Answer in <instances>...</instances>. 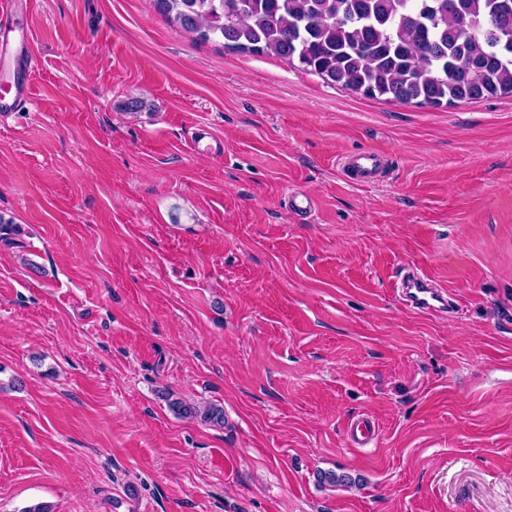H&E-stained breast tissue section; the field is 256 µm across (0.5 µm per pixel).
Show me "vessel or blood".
<instances>
[{"mask_svg":"<svg viewBox=\"0 0 512 512\" xmlns=\"http://www.w3.org/2000/svg\"><path fill=\"white\" fill-rule=\"evenodd\" d=\"M4 57L12 59L14 74L12 81L0 85V112H13L29 94L30 50L28 36L18 27L14 9L0 5V59ZM382 159V153L374 150L349 155L345 166L351 182L357 185L372 182ZM401 297L407 307L425 313H439L453 305L447 289L420 271L404 278Z\"/></svg>","mask_w":512,"mask_h":512,"instance_id":"b4317fda","label":"vessel or blood"}]
</instances>
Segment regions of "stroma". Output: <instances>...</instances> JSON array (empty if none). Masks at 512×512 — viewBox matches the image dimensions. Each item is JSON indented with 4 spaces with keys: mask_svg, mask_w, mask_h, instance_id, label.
Wrapping results in <instances>:
<instances>
[{
    "mask_svg": "<svg viewBox=\"0 0 512 512\" xmlns=\"http://www.w3.org/2000/svg\"><path fill=\"white\" fill-rule=\"evenodd\" d=\"M17 11L0 512H512V97L368 98L193 39L153 0ZM371 149L382 176L351 183L341 158ZM408 265L457 313L404 307ZM172 409L179 414H188L191 416H199L205 423L223 425L224 424V410L216 405H207L203 409L196 406L183 404L182 402H173Z\"/></svg>",
    "mask_w": 512,
    "mask_h": 512,
    "instance_id": "35a3bbf8",
    "label": "stroma"
}]
</instances>
